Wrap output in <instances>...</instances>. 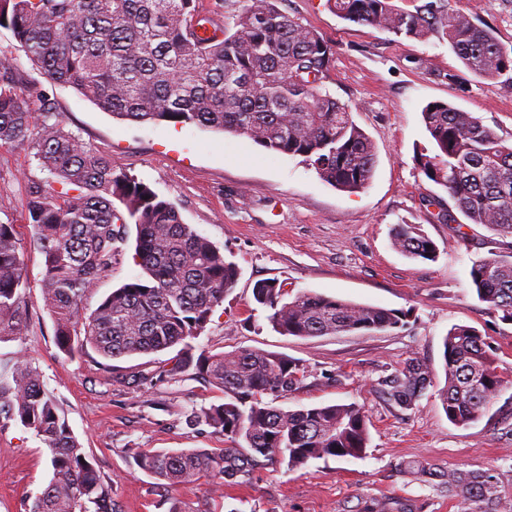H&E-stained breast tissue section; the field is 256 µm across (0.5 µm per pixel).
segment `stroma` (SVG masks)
<instances>
[{
  "mask_svg": "<svg viewBox=\"0 0 512 512\" xmlns=\"http://www.w3.org/2000/svg\"><path fill=\"white\" fill-rule=\"evenodd\" d=\"M282 9L315 29L333 48L325 82L371 140L376 164L355 192L324 182L301 158L267 150L245 136L171 123L136 124L112 118L74 89L40 80L67 130L114 168L148 183L240 269L235 288L216 307L198 348L212 353L261 349L299 360L302 387L276 404L295 410L356 403L368 419L364 457L310 461L299 470L276 462L255 468L245 483L216 490L212 477L170 487L138 468L141 450L216 451L222 435L190 425L192 409L220 404L223 392L187 372L147 384L138 371L162 370L164 350L113 360L66 356L54 343L53 321L41 300V254L23 203L27 180L47 179L31 150L0 148V223L15 225L30 283V319L16 336L0 338V375L20 357L41 373L74 436L111 480L119 512H368L392 501L397 512H462L440 477L451 471L491 475L512 501V323L480 301L469 278L473 261L500 248L479 224L465 223L447 191L426 179L421 153L432 150L421 109L442 101L473 113L512 143V73L494 80L470 74L448 43L409 39L338 17L328 0H283ZM450 9L494 29L512 47V0H450ZM417 224L437 246L435 260L411 259L394 249L395 225ZM134 240L118 244L111 271L83 299L84 312L141 272ZM274 280L303 290L403 312L402 327L386 332L299 338L274 332L253 301L256 283ZM456 324L477 328L506 383L479 421L451 423L443 387V339ZM412 356L436 372L435 386L407 409L380 386ZM430 467L432 478L409 473ZM51 477L46 445L20 423L0 422V512H27Z\"/></svg>",
  "mask_w": 512,
  "mask_h": 512,
  "instance_id": "obj_1",
  "label": "stroma"
}]
</instances>
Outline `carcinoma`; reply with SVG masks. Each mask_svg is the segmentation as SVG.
Returning a JSON list of instances; mask_svg holds the SVG:
<instances>
[{
    "mask_svg": "<svg viewBox=\"0 0 512 512\" xmlns=\"http://www.w3.org/2000/svg\"><path fill=\"white\" fill-rule=\"evenodd\" d=\"M281 0H248L230 22L201 14L199 0H0V28L12 32L32 66L54 85L70 86L120 120L196 125L243 135L274 152L300 156L318 177L344 191L365 187L375 157L348 105L323 86L333 49ZM336 14L396 36L446 41L473 75L494 79L512 71V49L494 30L448 0H420L414 10L392 0H333ZM22 71L0 63V147L35 151L48 181L27 180L24 208L32 245L43 256L42 301L53 319L54 343L65 355L88 349L105 360L175 348L166 375L194 369L224 390V402L192 412L224 436L221 453L190 448L146 450L137 466L171 487L214 473L239 485L261 460L282 458L297 470L321 458H360L369 433L355 403L285 410L275 399L300 388L305 367L286 356L246 349L194 354L214 308L236 286L237 265L182 220L152 187L92 150L66 130L45 93L23 96ZM422 118L434 153L420 154L425 177L448 191L472 224L512 238V144L470 112L430 102ZM136 227L135 263L144 275L113 290L89 315L85 290L112 268V245ZM392 244L409 258L432 261L437 248L418 224H397ZM508 252L472 263L470 283L480 301L512 322V244ZM14 225L0 224V337L28 320L29 288ZM272 329L300 338L385 331L404 314L299 291L286 298L274 280L253 288ZM448 420L466 426L498 397L504 380L480 332L455 325L443 339ZM434 369L417 357L382 381L394 404L411 407L434 386ZM272 400L266 401L264 397ZM0 419L34 432L50 452L52 476L28 512H117L112 484L22 358L0 382ZM448 495L471 512H512L489 477L450 472Z\"/></svg>",
    "mask_w": 512,
    "mask_h": 512,
    "instance_id": "carcinoma-1",
    "label": "carcinoma"
}]
</instances>
